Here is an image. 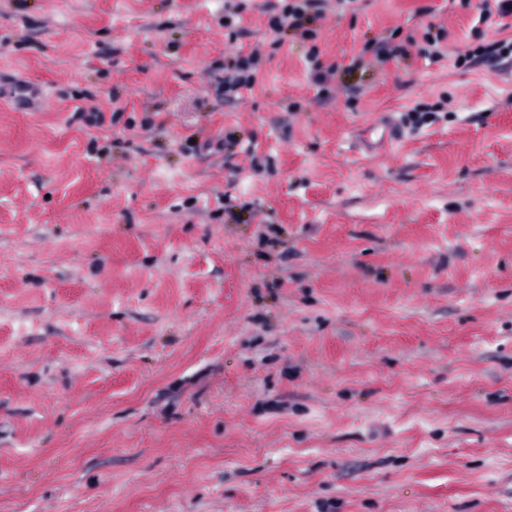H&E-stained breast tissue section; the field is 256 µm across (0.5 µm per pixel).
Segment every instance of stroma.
<instances>
[{
	"mask_svg": "<svg viewBox=\"0 0 512 512\" xmlns=\"http://www.w3.org/2000/svg\"><path fill=\"white\" fill-rule=\"evenodd\" d=\"M264 2L0 0V512H512V59L454 64L505 33ZM269 4L267 11H273L279 6V12L269 21L270 29L275 33L283 30L298 32L304 39L313 40L317 31L312 26L323 18L328 7V0H277ZM434 25H426L422 32L423 46L420 48V55L434 62L440 60L443 56L441 51V43L446 37V32L443 28L438 27L434 32ZM263 51L255 46L247 55L240 51L224 54V76L220 80V88L226 97L236 98L241 89H251L256 80ZM307 62L309 63V71L312 80L315 84L323 86L328 84L332 80H343L345 76H350L358 66H346L342 67L340 64H331L324 66V63L320 61L319 54L313 50L309 55ZM440 108L439 104L423 105L420 108L414 109L411 112L405 113L402 122L410 130L415 131L421 129L424 125L432 123L436 119V113Z\"/></svg>",
	"mask_w": 512,
	"mask_h": 512,
	"instance_id": "obj_1",
	"label": "stroma"
}]
</instances>
